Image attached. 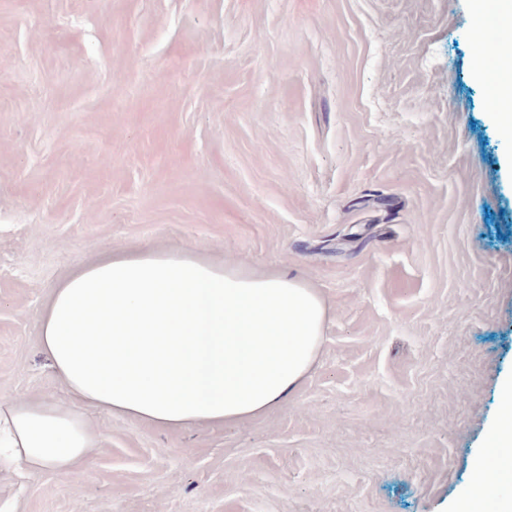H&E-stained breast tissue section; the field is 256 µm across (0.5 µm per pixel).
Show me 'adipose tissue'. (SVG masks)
<instances>
[{"mask_svg":"<svg viewBox=\"0 0 512 512\" xmlns=\"http://www.w3.org/2000/svg\"><path fill=\"white\" fill-rule=\"evenodd\" d=\"M494 119L512 135V52L497 60ZM328 307L298 274L216 262L189 248L112 251L53 289L40 346L72 400L0 399V467L72 475L100 432L79 405L182 430L237 423L280 407L308 377ZM494 466L477 465L464 512H484L512 478V385Z\"/></svg>","mask_w":512,"mask_h":512,"instance_id":"adipose-tissue-1","label":"adipose tissue"}]
</instances>
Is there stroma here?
Masks as SVG:
<instances>
[{
  "instance_id": "obj_1",
  "label": "stroma",
  "mask_w": 512,
  "mask_h": 512,
  "mask_svg": "<svg viewBox=\"0 0 512 512\" xmlns=\"http://www.w3.org/2000/svg\"><path fill=\"white\" fill-rule=\"evenodd\" d=\"M472 0H0V398L65 386L79 264L188 245L328 321L287 404L170 432L89 409L76 475L0 512H457L512 380V138Z\"/></svg>"
}]
</instances>
